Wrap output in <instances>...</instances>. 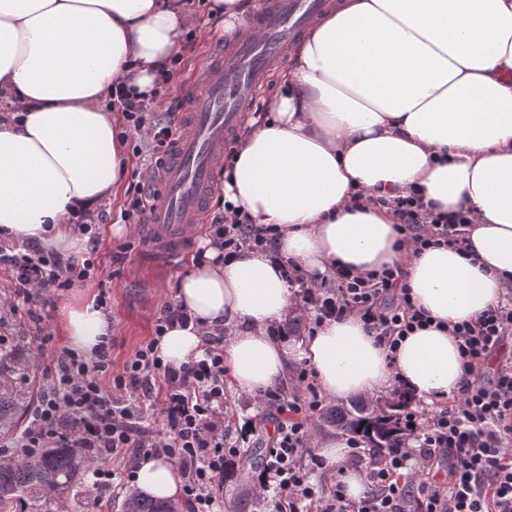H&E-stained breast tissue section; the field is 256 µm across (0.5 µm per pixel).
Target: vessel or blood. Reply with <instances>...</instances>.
Listing matches in <instances>:
<instances>
[{
  "label": "vessel or blood",
  "instance_id": "vessel-or-blood-1",
  "mask_svg": "<svg viewBox=\"0 0 512 512\" xmlns=\"http://www.w3.org/2000/svg\"><path fill=\"white\" fill-rule=\"evenodd\" d=\"M334 0H257L202 76L184 92L183 133L154 181L158 196L142 228L145 262L173 270L206 219L224 148L244 124L256 88Z\"/></svg>",
  "mask_w": 512,
  "mask_h": 512
}]
</instances>
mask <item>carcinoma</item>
Returning <instances> with one entry per match:
<instances>
[{
    "label": "carcinoma",
    "instance_id": "obj_1",
    "mask_svg": "<svg viewBox=\"0 0 512 512\" xmlns=\"http://www.w3.org/2000/svg\"><path fill=\"white\" fill-rule=\"evenodd\" d=\"M14 377L26 384L31 380L29 365L18 360L16 348L0 344V377ZM33 391L13 383L0 384V444H10L21 436L22 424L31 405ZM385 413L372 405L355 401L347 408L327 409L326 422L346 435H358L367 447L378 451L401 447L403 436L397 411L406 404L404 395L393 397ZM95 462L75 448H38L7 463H0V512H58L82 496H94L96 508L112 512V499L95 494ZM124 512H180L173 500L130 496Z\"/></svg>",
    "mask_w": 512,
    "mask_h": 512
}]
</instances>
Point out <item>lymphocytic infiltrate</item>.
<instances>
[{
    "label": "lymphocytic infiltrate",
    "instance_id": "obj_1",
    "mask_svg": "<svg viewBox=\"0 0 512 512\" xmlns=\"http://www.w3.org/2000/svg\"><path fill=\"white\" fill-rule=\"evenodd\" d=\"M111 96L129 132L149 129L135 149L144 152L149 167H157L180 132L176 113L181 102L165 107L157 97L121 83ZM161 107L167 112L163 120L156 116ZM372 202L397 216L400 235L415 250L448 245L467 252L469 211L436 210L415 190L380 194ZM112 219L104 210L93 218L76 215L75 228L87 239L79 256L48 251L35 242L0 245V270L7 273L18 304L41 302L47 293L95 277L102 265L100 227ZM206 224L211 243L228 257L247 244L267 245L275 235L270 226L252 223L228 203L208 211ZM398 279L391 268L355 274L340 266L328 283H301L300 298L314 323L356 314L366 330L394 350L405 336L432 324ZM192 322L180 304L164 303L152 337L135 349L119 373L112 370L111 341L99 344L90 357L68 347L56 351L16 444L18 452L50 446L82 449L99 460L94 477L101 486L112 478L107 460H124L122 480L128 485L136 460L148 452L159 454L178 465L189 512H223L224 473L240 457L250 433L224 423L223 333L204 336L202 356L181 365L165 363L159 355L166 331ZM449 333L464 360L465 376L456 396L429 410L408 407L399 419L406 444L388 454L369 453L361 439L349 438L350 453L365 466L368 482L367 491L355 500L347 497L343 482L327 486L311 478L326 467L307 448L309 425L322 408L319 396L288 399L277 388L265 392L276 428L257 481L268 512H512V358L500 354L512 337V289L476 322L454 324ZM150 411L161 414L160 428L147 425ZM443 454L448 475L430 480Z\"/></svg>",
    "mask_w": 512,
    "mask_h": 512
}]
</instances>
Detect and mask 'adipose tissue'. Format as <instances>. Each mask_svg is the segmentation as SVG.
I'll list each match as a JSON object with an SVG mask.
<instances>
[{
  "label": "adipose tissue",
  "instance_id": "obj_1",
  "mask_svg": "<svg viewBox=\"0 0 512 512\" xmlns=\"http://www.w3.org/2000/svg\"><path fill=\"white\" fill-rule=\"evenodd\" d=\"M193 23L181 0H0V236L65 255L85 249L70 218L118 194L128 165L113 83L151 93L157 66ZM289 55L272 119L239 140L226 200L274 225L270 247L219 249L183 277L177 299L197 320L161 338V357H199L224 329V378L257 395L309 367L326 397L401 386L426 402L456 395L463 361L448 325L476 322L512 288V0H337ZM421 189L448 211L469 209L473 250L414 253L391 211L351 208L354 192ZM305 276L336 266L400 270L431 316L397 351L355 315L301 339L271 335L298 307L288 264ZM443 329H436V322ZM70 348L93 356L112 322L93 298L62 309ZM133 492L173 499L170 461L145 455Z\"/></svg>",
  "mask_w": 512,
  "mask_h": 512
}]
</instances>
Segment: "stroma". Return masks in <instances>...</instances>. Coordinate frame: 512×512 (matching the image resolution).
<instances>
[{"instance_id":"obj_1","label":"stroma","mask_w":512,"mask_h":512,"mask_svg":"<svg viewBox=\"0 0 512 512\" xmlns=\"http://www.w3.org/2000/svg\"><path fill=\"white\" fill-rule=\"evenodd\" d=\"M196 25L202 28L205 36L193 48L185 50L184 61L170 83L165 101L181 97L186 82L201 75L206 67L215 22L201 15L197 17ZM140 255V250H133L126 263L105 266L103 276L76 283L64 295L54 297L47 304H36L31 315L22 310H10L14 296L8 280L0 279V335L18 339L19 357L32 365L33 389L41 388L44 367L51 355L66 344L60 325V311L74 300L77 293L92 296L99 293L101 286L109 288L107 313L112 319L114 338L113 372H121L134 350L149 339L157 311L165 302L175 301L178 283L191 271L194 259L186 257L178 269L157 273L139 265ZM43 331L52 334L50 343H41L39 334ZM224 405L236 419L251 420L256 428L249 447L242 450L235 476L224 483V512H263L264 505L254 488L250 472L254 462L262 458L264 446L274 430L268 421V409L262 397L239 395L229 388L224 391Z\"/></svg>"}]
</instances>
